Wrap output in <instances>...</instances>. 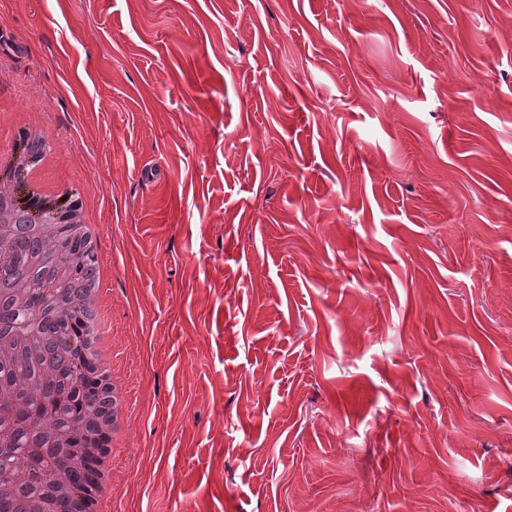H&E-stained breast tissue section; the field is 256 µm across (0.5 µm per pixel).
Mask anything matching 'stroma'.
Returning <instances> with one entry per match:
<instances>
[{
    "label": "stroma",
    "instance_id": "35a3bbf8",
    "mask_svg": "<svg viewBox=\"0 0 512 512\" xmlns=\"http://www.w3.org/2000/svg\"><path fill=\"white\" fill-rule=\"evenodd\" d=\"M29 98L112 269L114 512H512V0H0Z\"/></svg>",
    "mask_w": 512,
    "mask_h": 512
}]
</instances>
